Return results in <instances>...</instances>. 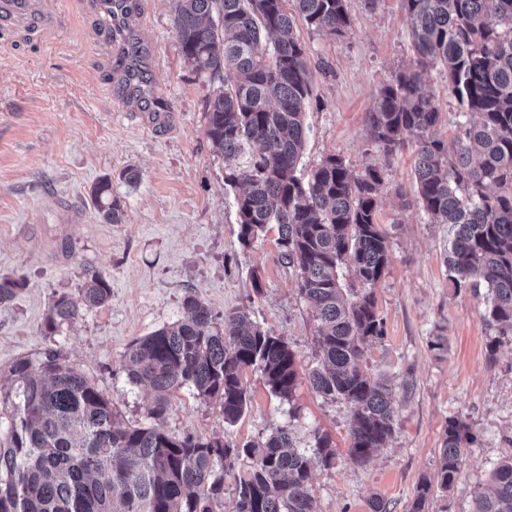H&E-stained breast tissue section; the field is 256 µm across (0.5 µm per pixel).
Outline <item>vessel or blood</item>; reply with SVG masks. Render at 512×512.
<instances>
[{
	"label": "vessel or blood",
	"mask_w": 512,
	"mask_h": 512,
	"mask_svg": "<svg viewBox=\"0 0 512 512\" xmlns=\"http://www.w3.org/2000/svg\"><path fill=\"white\" fill-rule=\"evenodd\" d=\"M78 10L90 21L92 37L104 57L108 94L156 110L150 80L137 64L138 47L133 41L142 32L143 4L139 0H78ZM0 22L18 34L38 28L49 35L64 28L68 16L55 0H0Z\"/></svg>",
	"instance_id": "obj_1"
}]
</instances>
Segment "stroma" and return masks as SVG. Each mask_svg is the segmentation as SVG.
<instances>
[{
	"mask_svg": "<svg viewBox=\"0 0 512 512\" xmlns=\"http://www.w3.org/2000/svg\"><path fill=\"white\" fill-rule=\"evenodd\" d=\"M151 45L147 73L172 115L147 130L138 113L110 99L99 60L79 17L47 38L0 33V276L23 277L26 287L0 307V372L21 358L57 352L110 397L120 420L142 424L150 391L131 383L124 354L134 340L176 320L187 295L200 296L221 315L246 311L293 349L301 377L291 402L269 390L259 370L247 369V412L228 425L217 404L182 390L164 424L172 433L219 436L240 444L291 427L300 447L313 431L327 433L339 456L333 467L314 464L315 512H370L373 498L407 512L422 479L436 476L449 417L470 421L476 441L447 499L430 512H472L476 491L495 463L512 454V336H498L485 319L484 289L454 292L443 259L448 227L428 223L412 193L415 150L387 157L372 143L368 114L378 89L411 56L400 0H348L351 26L343 35L308 29L307 47L317 106L300 165L316 168L342 157L353 172L384 170L378 222L388 234L390 264L375 287L386 336L362 358L372 374L395 385L398 425L388 443L361 466L346 451L350 408L315 392L306 377L318 363L317 323L299 295L294 268L281 256L276 231L244 245L239 240L235 191L206 135L210 86L185 58L173 26L171 0H144ZM441 112L437 137L451 140L457 103L437 72L425 80ZM140 173L136 184L123 177ZM110 179L123 205L121 223L100 219L91 191ZM91 267L112 284V298L62 334L47 336L44 319L56 294L77 293ZM448 351L429 342L437 330ZM497 341L495 361L487 345Z\"/></svg>",
	"mask_w": 512,
	"mask_h": 512,
	"instance_id": "obj_1",
	"label": "stroma"
}]
</instances>
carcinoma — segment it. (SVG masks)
Masks as SVG:
<instances>
[{"label":"carcinoma","mask_w":512,"mask_h":512,"mask_svg":"<svg viewBox=\"0 0 512 512\" xmlns=\"http://www.w3.org/2000/svg\"><path fill=\"white\" fill-rule=\"evenodd\" d=\"M173 0L182 53L207 82L224 78L206 100V135L224 160L245 244L275 224L282 257L318 321V365L311 387L351 408L347 459L355 466L392 436L398 419L394 385L363 369L364 349L385 337L374 288L389 266L387 233L377 222L384 171L356 174L336 155L298 174L306 113L317 98L295 17L341 35L350 27L347 0ZM409 63L376 94L368 115L373 143L389 157L416 146V203L432 224L448 225V284L485 288V320L512 334V0H403ZM436 70L462 116L450 143L433 135L440 119L423 76ZM100 181L94 201L105 222L123 207ZM350 267L361 288L343 287ZM22 277H0V306L24 290ZM112 298L106 276L82 271L78 295L51 302L44 327L56 335ZM177 320L132 342L124 355L132 383L153 392L148 423L125 425L112 399L58 354L19 359L0 375V512H223L224 477L235 482L233 512H315L312 465L330 468L337 449L316 432L300 448L289 429L231 445L220 437L169 432L171 398L188 387L218 403L224 423L248 408L244 371L257 368L270 391L291 400L299 378L285 339L244 311L216 321L196 295ZM472 425L448 418L436 482L421 481L409 512H429L434 494L458 479ZM473 512H512V454L474 496Z\"/></svg>","instance_id":"obj_1"}]
</instances>
